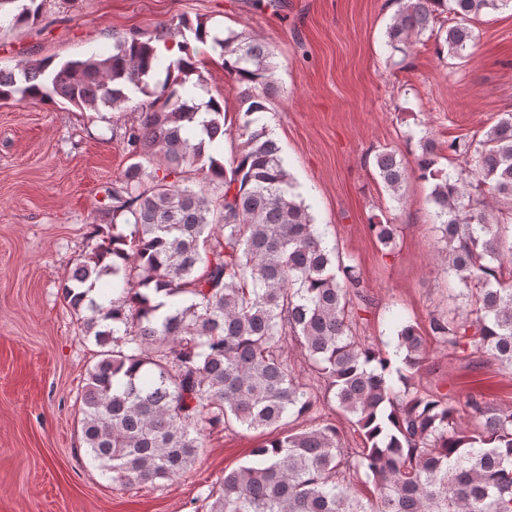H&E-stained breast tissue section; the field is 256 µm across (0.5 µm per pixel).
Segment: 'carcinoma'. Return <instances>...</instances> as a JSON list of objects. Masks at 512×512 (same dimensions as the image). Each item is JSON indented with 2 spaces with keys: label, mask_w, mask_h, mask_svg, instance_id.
I'll return each mask as SVG.
<instances>
[{
  "label": "carcinoma",
  "mask_w": 512,
  "mask_h": 512,
  "mask_svg": "<svg viewBox=\"0 0 512 512\" xmlns=\"http://www.w3.org/2000/svg\"><path fill=\"white\" fill-rule=\"evenodd\" d=\"M44 0L15 5L9 23L41 17ZM388 44L401 53L427 34L462 60L476 36L469 19L512 9V0H397ZM205 24L184 17L159 40L189 54ZM224 73L245 109L227 124L224 100L203 98L197 61H170L164 79L152 39L113 37L112 52L0 69V101H65L120 110L152 98L120 137L131 163L106 189V235L60 284L94 342L82 389V441L92 464L124 485L172 481L187 472L215 429L267 433L251 460L224 474L209 512H512V411L472 401V424L447 396L412 386L428 359L411 323L395 328L389 357L356 335V267L344 264L315 223L262 123L278 94L274 53L245 31L216 34ZM234 135L229 162L217 153ZM415 175L445 243L443 262L462 285L464 308L430 321L441 346L475 345L512 370V112L478 141L454 139L462 163L446 171L422 132ZM391 197L407 170L375 155ZM389 246L394 225L372 224ZM112 255L111 264L101 258ZM291 342L311 374L297 373ZM350 416L362 447L320 410ZM304 420L297 430L290 423ZM372 486L364 499L356 492Z\"/></svg>",
  "instance_id": "carcinoma-1"
}]
</instances>
